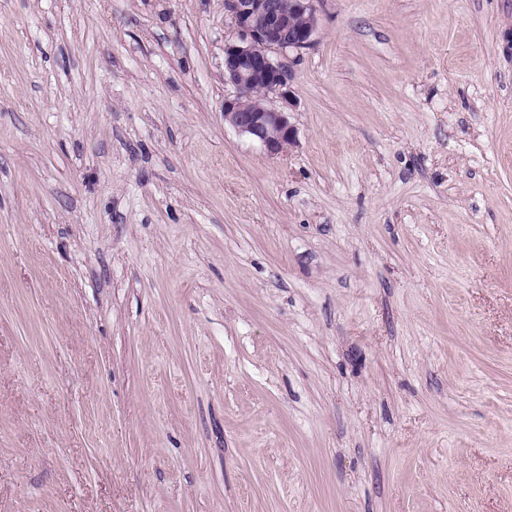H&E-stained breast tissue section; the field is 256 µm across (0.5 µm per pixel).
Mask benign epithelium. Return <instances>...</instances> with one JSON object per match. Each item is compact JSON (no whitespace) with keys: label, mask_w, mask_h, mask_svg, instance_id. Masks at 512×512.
<instances>
[{"label":"benign epithelium","mask_w":512,"mask_h":512,"mask_svg":"<svg viewBox=\"0 0 512 512\" xmlns=\"http://www.w3.org/2000/svg\"><path fill=\"white\" fill-rule=\"evenodd\" d=\"M317 0H224L236 38L224 43V83L236 94L224 99V122L269 155L296 142L291 112L292 72L286 54L311 47Z\"/></svg>","instance_id":"7a95c632"}]
</instances>
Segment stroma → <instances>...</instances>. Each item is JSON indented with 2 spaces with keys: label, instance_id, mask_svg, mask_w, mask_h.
<instances>
[{
  "label": "stroma",
  "instance_id": "obj_1",
  "mask_svg": "<svg viewBox=\"0 0 512 512\" xmlns=\"http://www.w3.org/2000/svg\"><path fill=\"white\" fill-rule=\"evenodd\" d=\"M297 140L224 0H0V512H512V0H318Z\"/></svg>",
  "mask_w": 512,
  "mask_h": 512
}]
</instances>
